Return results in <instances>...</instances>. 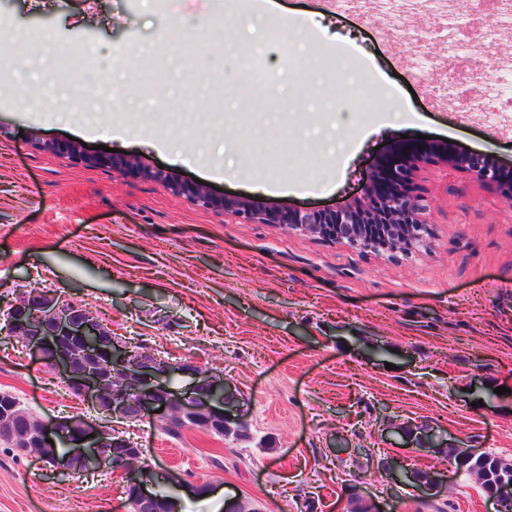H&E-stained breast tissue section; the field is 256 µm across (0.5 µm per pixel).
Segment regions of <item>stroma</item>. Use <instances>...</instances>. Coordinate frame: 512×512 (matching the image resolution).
I'll return each instance as SVG.
<instances>
[{
	"instance_id": "35a3bbf8",
	"label": "stroma",
	"mask_w": 512,
	"mask_h": 512,
	"mask_svg": "<svg viewBox=\"0 0 512 512\" xmlns=\"http://www.w3.org/2000/svg\"><path fill=\"white\" fill-rule=\"evenodd\" d=\"M257 0H0V30L31 42L51 31L61 70L49 87L16 83L0 95V291L39 285L83 305L113 335L223 378L245 399L247 429H187L168 438L159 419L120 423L148 463L153 489L183 512H350L357 488L381 512H496L448 448L512 460V204L439 166L419 178L431 199L426 248L405 254L330 242L284 224H249L205 209L154 180H202L227 199L276 212L335 210L360 199L384 150L444 137L512 170V112L464 114L418 75L407 39L424 15L390 18L368 0H277L314 14L374 58L380 88L320 78L336 54L297 46L286 32L262 41L239 31ZM312 66L299 74L297 61ZM111 59L121 104L104 111L87 58ZM160 79L150 94L139 84ZM221 84V94L211 92ZM316 89L307 107L298 86ZM398 88L414 120L368 140L336 189L327 152ZM345 91L342 110L326 103ZM123 150L135 174L36 147L35 139ZM251 159L273 189L240 172ZM392 352L391 362L372 357ZM507 394H497V387ZM0 391L41 418L101 420L40 360L0 335ZM412 431L413 441L401 439ZM399 461L387 471L382 458ZM445 473L429 496L401 471ZM208 485L185 496L171 473ZM109 471L60 474L0 444V512H131Z\"/></svg>"
}]
</instances>
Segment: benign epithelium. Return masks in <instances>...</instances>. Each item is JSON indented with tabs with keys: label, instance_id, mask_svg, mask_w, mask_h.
Here are the masks:
<instances>
[{
	"label": "benign epithelium",
	"instance_id": "7a95c632",
	"mask_svg": "<svg viewBox=\"0 0 512 512\" xmlns=\"http://www.w3.org/2000/svg\"><path fill=\"white\" fill-rule=\"evenodd\" d=\"M456 3V13L462 18L480 16L487 20L491 17L488 5L482 0H456ZM485 67L486 63L480 59L464 68L451 67L442 74V79L436 85L469 98L475 86L485 84ZM42 147L82 162L134 170L127 161L112 156L88 157L76 144L44 143ZM428 162L464 173L512 203V173L504 172L500 164L486 154L448 143L422 150L399 147L381 157L367 182L363 197L330 213L275 214L253 203L218 198L203 184H180L164 171H150L148 175L168 184L174 193L189 197L201 207L223 208L250 224H286L303 232L314 230L328 239L336 238V225L341 224L345 233L339 237V241L364 250H385L384 228L400 224L410 237L406 250L409 254L426 244L430 235L429 224L424 218L430 202L416 183L418 173ZM0 334L18 340L27 350L35 351L42 357L47 351H53L47 365L73 394L96 406L100 405L104 371L124 369L142 380L145 389L140 400L124 395L113 396L107 419L92 432L78 433L69 437V441L74 451L85 458L87 470L112 469L122 474L130 493L128 501L134 505L135 512H171L170 505L159 504L155 493L148 490L143 482L142 473L147 464L142 448L112 429V419L163 418L170 415L172 407L177 406L187 414L188 426L223 428L224 418L229 416V412L224 410L222 398L207 402L209 411L204 414L200 407L202 397L197 394L198 382H193L184 392L166 387L170 376H194L198 369L189 363L170 362L147 350L132 352L124 341L110 332H103L101 322L94 315L81 314L63 296L45 316L35 310L29 297L22 292H0ZM81 358L87 364L82 373L75 377L72 366L75 360ZM159 385L165 387V397H150L149 392ZM69 424L71 419L68 417L42 420L35 443L23 449V452L47 459L46 450L57 447L54 431L65 430ZM48 438L52 442H46Z\"/></svg>",
	"mask_w": 512,
	"mask_h": 512
}]
</instances>
